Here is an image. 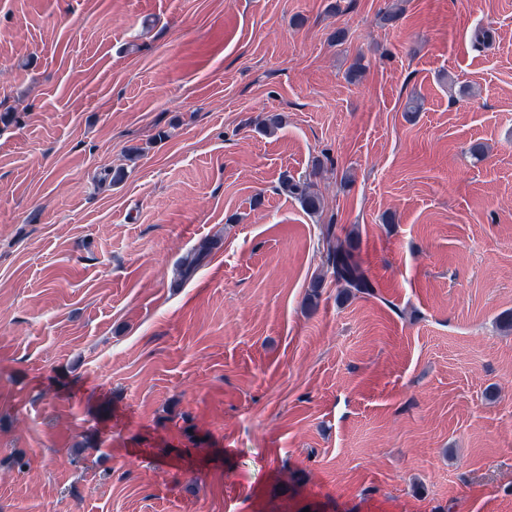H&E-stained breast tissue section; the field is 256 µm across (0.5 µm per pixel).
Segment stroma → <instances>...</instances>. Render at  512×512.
I'll return each mask as SVG.
<instances>
[{"label":"stroma","mask_w":512,"mask_h":512,"mask_svg":"<svg viewBox=\"0 0 512 512\" xmlns=\"http://www.w3.org/2000/svg\"><path fill=\"white\" fill-rule=\"evenodd\" d=\"M507 312L512 0H0V512H512ZM314 184L310 180H286L282 182V191L299 200L303 208L316 213L321 208V199L313 189ZM352 237L341 238L334 225H326L323 231L324 267L347 295H373L376 285L363 266ZM210 252V245L203 242L193 252L187 254L181 261L178 269V280L180 282L190 279Z\"/></svg>","instance_id":"obj_1"}]
</instances>
